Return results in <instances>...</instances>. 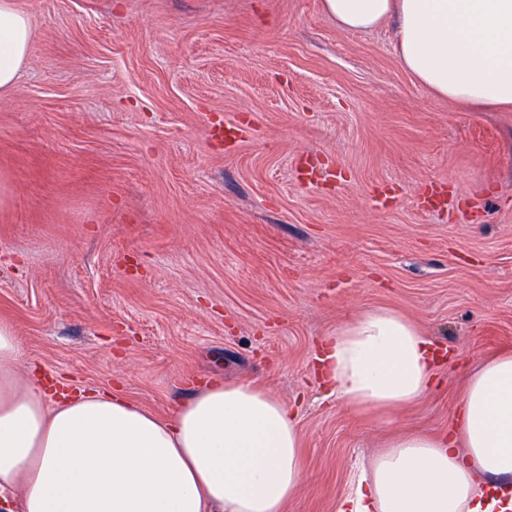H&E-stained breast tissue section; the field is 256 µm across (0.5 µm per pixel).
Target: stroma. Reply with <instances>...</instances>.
<instances>
[{
	"instance_id": "1",
	"label": "stroma",
	"mask_w": 512,
	"mask_h": 512,
	"mask_svg": "<svg viewBox=\"0 0 512 512\" xmlns=\"http://www.w3.org/2000/svg\"><path fill=\"white\" fill-rule=\"evenodd\" d=\"M28 65L0 95V319L26 362L169 418L204 379L292 405L287 512H336L404 431H446L512 352V108L405 71L393 25L322 0H16ZM394 310L447 347L391 417L313 374L323 336Z\"/></svg>"
}]
</instances>
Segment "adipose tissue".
<instances>
[{
	"mask_svg": "<svg viewBox=\"0 0 512 512\" xmlns=\"http://www.w3.org/2000/svg\"><path fill=\"white\" fill-rule=\"evenodd\" d=\"M346 31L397 22L402 67L434 96L512 107V0H322ZM34 31L0 0V92ZM0 319V512H285L301 480L289 407L252 383H205L162 419L110 391L38 376ZM438 357L410 321L364 311L324 337L316 373L360 413L390 414L436 387ZM337 512H512V352L470 375L448 433H405L362 469Z\"/></svg>",
	"mask_w": 512,
	"mask_h": 512,
	"instance_id": "obj_1",
	"label": "adipose tissue"
}]
</instances>
